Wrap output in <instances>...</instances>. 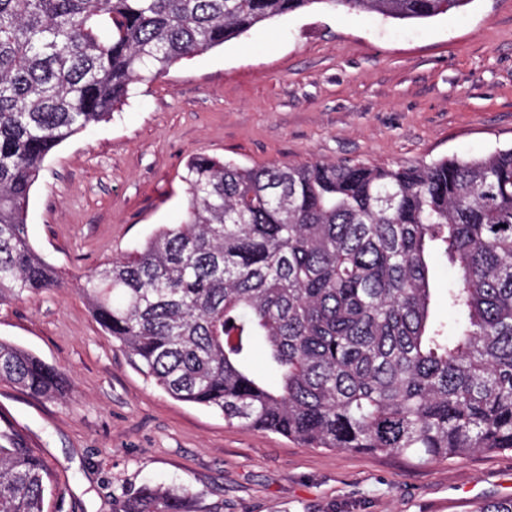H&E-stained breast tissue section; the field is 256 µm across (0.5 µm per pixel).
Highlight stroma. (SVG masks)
Here are the masks:
<instances>
[{"mask_svg":"<svg viewBox=\"0 0 512 512\" xmlns=\"http://www.w3.org/2000/svg\"><path fill=\"white\" fill-rule=\"evenodd\" d=\"M512 146V0L392 20L320 5L161 77L46 158L28 235L61 287L0 304V339L60 368L64 397L0 382L47 464L44 512H112L142 484L202 496L204 512H472L512 497V452L418 462L310 448L177 401L93 318L82 276L134 252L188 205L186 162L397 167Z\"/></svg>","mask_w":512,"mask_h":512,"instance_id":"1","label":"stroma"}]
</instances>
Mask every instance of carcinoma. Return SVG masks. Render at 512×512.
<instances>
[{"label":"carcinoma","instance_id":"obj_1","mask_svg":"<svg viewBox=\"0 0 512 512\" xmlns=\"http://www.w3.org/2000/svg\"><path fill=\"white\" fill-rule=\"evenodd\" d=\"M471 0H0V302L58 288L31 246L47 156L111 119L133 85L319 4L428 19ZM188 207L83 275L102 330L171 397L311 448L418 461L512 451V148L370 167L191 158ZM453 317L432 318L428 263ZM261 355L271 378L253 372ZM0 381L66 376L0 340ZM49 469L0 412V512H43ZM143 485L113 512H201ZM474 512H512V498Z\"/></svg>","mask_w":512,"mask_h":512}]
</instances>
